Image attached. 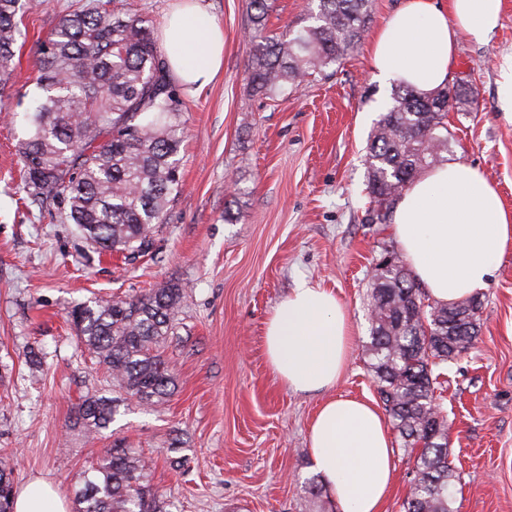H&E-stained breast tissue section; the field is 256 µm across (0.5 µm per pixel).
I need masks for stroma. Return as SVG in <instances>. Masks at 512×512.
<instances>
[{"label": "stroma", "instance_id": "1", "mask_svg": "<svg viewBox=\"0 0 512 512\" xmlns=\"http://www.w3.org/2000/svg\"><path fill=\"white\" fill-rule=\"evenodd\" d=\"M82 0H40L25 15L19 63L0 85V464L15 489L41 479L68 508L84 472L123 444L151 463L149 482L169 512H305L315 472L308 426L327 396L377 401L365 344L369 273L396 241L368 220L370 134L390 104L370 38L400 0H372L368 36L339 64L271 100L249 80L250 0H202L224 29V67L214 82L182 93L183 190L156 225L150 254L99 253L56 204L26 206L20 132L37 77L40 46ZM309 0H271L268 26L310 25ZM512 58V0L493 37L460 35L448 82L479 91L448 114L452 161L480 169L512 210V112L500 100ZM334 291L354 336L349 363L330 393H298L272 373L265 322L300 280ZM183 289L176 333L162 354L176 390L162 407L120 399L93 442L71 429L88 394L119 397L106 370L78 341L68 313L78 304ZM481 331L447 365L436 391L448 417L455 512H512V256L479 291ZM45 355L32 372L28 353ZM386 512H404L415 450L393 437Z\"/></svg>", "mask_w": 512, "mask_h": 512}]
</instances>
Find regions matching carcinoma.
Instances as JSON below:
<instances>
[{"instance_id": "1", "label": "carcinoma", "mask_w": 512, "mask_h": 512, "mask_svg": "<svg viewBox=\"0 0 512 512\" xmlns=\"http://www.w3.org/2000/svg\"><path fill=\"white\" fill-rule=\"evenodd\" d=\"M111 3L89 0L63 15L42 44L33 104L20 117V154L31 203L56 202L92 244L134 259L151 252L155 225L166 222L171 197L182 188L181 98L149 21ZM251 8L250 83L273 98L341 63L367 29L371 0H318L313 24L289 38L268 33L269 0H251ZM30 9L31 0H0L1 84L14 71L20 17ZM477 96L473 86L430 95L395 86L368 147L371 223H387L415 176L446 161L448 112ZM182 293L166 282L72 311L81 343L112 386L141 403L161 405L175 390L160 349L175 333ZM369 297L368 350L379 399L404 447L417 450L405 512H454L448 421L436 404L433 367L473 347L481 302L426 301L395 250L375 265ZM115 412L116 399L92 394L75 407L72 426L92 439ZM148 470L132 449H112L84 472L77 512H164L151 497ZM13 499L12 473L0 469V512H12Z\"/></svg>"}]
</instances>
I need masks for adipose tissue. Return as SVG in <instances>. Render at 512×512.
<instances>
[{"label":"adipose tissue","instance_id":"ef3b65f1","mask_svg":"<svg viewBox=\"0 0 512 512\" xmlns=\"http://www.w3.org/2000/svg\"><path fill=\"white\" fill-rule=\"evenodd\" d=\"M503 0H403L371 40L379 79L420 92L446 86L457 36L486 42L499 25ZM162 39L172 76L195 92L224 62V30L199 0H184L167 17ZM390 232L429 297L449 303L486 288L512 252V212L497 188L469 164L426 170L393 209ZM352 342L347 309L328 289L299 281L265 323V349L288 388L318 392L335 385ZM312 466L343 512H383L392 478V440L369 401L333 398L320 405L308 431ZM13 512H67L50 485L37 480L18 493Z\"/></svg>","mask_w":512,"mask_h":512}]
</instances>
